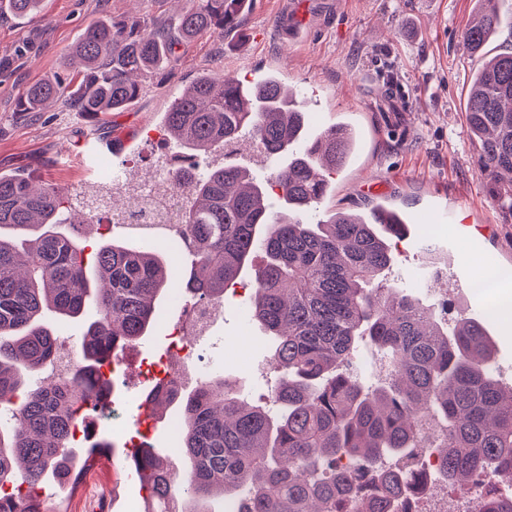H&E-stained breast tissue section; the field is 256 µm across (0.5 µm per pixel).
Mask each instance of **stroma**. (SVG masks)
Masks as SVG:
<instances>
[{"mask_svg": "<svg viewBox=\"0 0 512 512\" xmlns=\"http://www.w3.org/2000/svg\"><path fill=\"white\" fill-rule=\"evenodd\" d=\"M283 2L249 0L237 28L184 43L174 61L143 78L132 105L95 117L63 111L57 103L22 114L17 105L35 82H77L70 48L88 26L135 18L161 24L198 0H45L42 18L1 15L0 172L22 169L68 194L104 187L103 159L94 143L120 138L113 164L146 170L175 150L161 119L197 76L243 79L277 72L303 90L309 134L346 121L361 135L319 218L334 209L364 213L376 201L424 217L423 225H409L396 246L389 285L409 288L428 305L451 292L459 315L489 323L491 368L501 384L512 387V328L487 320L502 294L496 287L487 293L472 288L487 260L512 275V216L480 174V146L465 121L467 90L480 61L466 53L461 33L478 0H304L307 30L291 46L270 24ZM388 81L401 88L402 99L383 95ZM435 211L448 212L449 221H432ZM188 300L181 289L165 297L148 339L126 349L114 393L121 416L92 426L90 438L107 437L120 449L132 436L131 418L151 389L140 377L141 364L167 352L169 327ZM205 345L210 370L222 371L245 400L257 401L274 385L271 338L252 318L249 298H230L215 308ZM88 478L97 484L95 498L79 490L64 496L49 481L43 486L47 504L63 498L68 512H95L104 505L113 512H140L138 483L113 492L108 467Z\"/></svg>", "mask_w": 512, "mask_h": 512, "instance_id": "stroma-1", "label": "stroma"}]
</instances>
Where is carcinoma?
Returning a JSON list of instances; mask_svg holds the SVG:
<instances>
[{
	"label": "carcinoma",
	"mask_w": 512,
	"mask_h": 512,
	"mask_svg": "<svg viewBox=\"0 0 512 512\" xmlns=\"http://www.w3.org/2000/svg\"><path fill=\"white\" fill-rule=\"evenodd\" d=\"M177 18L184 39L222 35L237 25L245 0H201ZM498 0H482L479 18L462 32L472 55L484 54L499 25ZM13 15L33 19L44 0H7ZM178 41L139 20L98 23L71 50L83 71L77 91L58 81L30 86L20 111L49 101L77 112H119L146 76L176 56ZM466 121L480 141L481 174L512 214V52L486 58L468 90ZM165 126L196 160L168 172L175 189L192 187L181 215L184 251L198 270L179 280L167 253L102 238L90 247L63 230L88 213L48 184L34 188L20 174L0 173V512L49 511L36 503L53 479L75 490L98 458L117 453L102 437L72 453L83 420L78 409L112 395L125 349L149 335L161 300L179 282L196 299L224 304V294L261 249L267 262L255 276L252 315L271 336V360L281 378L276 409L251 405L224 375L190 391L153 401L181 416L179 471L152 451L123 455L131 473L148 474L141 512H213L219 500L237 512H336L351 493L341 459L372 470L379 491L353 498L350 512H399L406 486L425 480L383 461H403L434 426L448 483L464 488L480 478L512 482V387L487 368L494 344L485 325L449 321L401 288L384 284L393 262L388 244L404 232L405 215L384 205L363 214L313 217L332 196L336 173L359 145L345 122L305 144V112L275 73L254 81L201 75L165 112ZM249 136L267 157L284 158L259 181L236 163H210L211 152ZM280 198L273 213L268 198ZM97 318L79 344L69 376H44L57 364L60 336L45 321ZM380 354L385 372L374 386L360 382L353 357L360 342ZM484 512H512V496L491 493Z\"/></svg>",
	"instance_id": "obj_1"
}]
</instances>
